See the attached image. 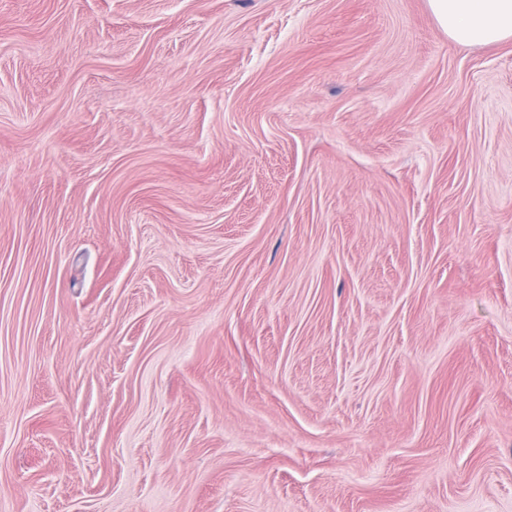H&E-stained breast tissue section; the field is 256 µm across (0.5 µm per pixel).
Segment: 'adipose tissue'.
Returning a JSON list of instances; mask_svg holds the SVG:
<instances>
[{
  "label": "adipose tissue",
  "instance_id": "obj_1",
  "mask_svg": "<svg viewBox=\"0 0 512 512\" xmlns=\"http://www.w3.org/2000/svg\"><path fill=\"white\" fill-rule=\"evenodd\" d=\"M428 5L457 44L484 46L512 39V0H428Z\"/></svg>",
  "mask_w": 512,
  "mask_h": 512
}]
</instances>
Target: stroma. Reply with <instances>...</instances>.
Wrapping results in <instances>:
<instances>
[{"label": "stroma", "instance_id": "obj_1", "mask_svg": "<svg viewBox=\"0 0 512 512\" xmlns=\"http://www.w3.org/2000/svg\"><path fill=\"white\" fill-rule=\"evenodd\" d=\"M0 512H512V41L0 0Z\"/></svg>", "mask_w": 512, "mask_h": 512}]
</instances>
